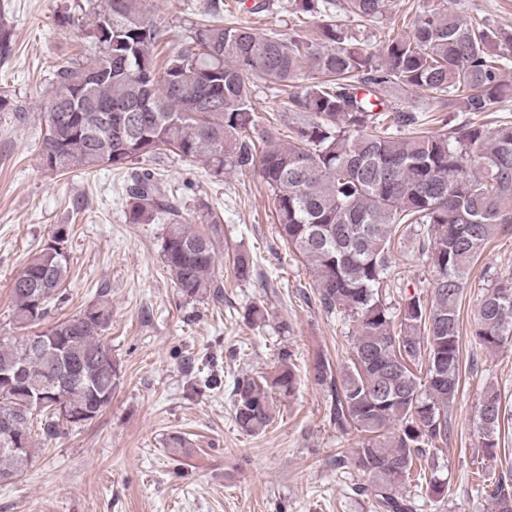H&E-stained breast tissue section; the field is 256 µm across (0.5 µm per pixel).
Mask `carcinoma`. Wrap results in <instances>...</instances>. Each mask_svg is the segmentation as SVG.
I'll list each match as a JSON object with an SVG mask.
<instances>
[{"label": "carcinoma", "instance_id": "1", "mask_svg": "<svg viewBox=\"0 0 512 512\" xmlns=\"http://www.w3.org/2000/svg\"><path fill=\"white\" fill-rule=\"evenodd\" d=\"M144 0H103L86 33L85 53L59 68L41 111L46 134L42 167L55 174L100 166L131 171L125 185L126 222L163 224V266L187 299L218 300L215 234L206 212L182 210L173 191L144 158L173 153L200 162L218 177L224 168H256L273 200L279 236L306 263L316 300L329 314L355 323L351 366L339 371L317 356L307 369L327 393L326 417L339 432L358 433L357 447L336 456L338 469H355L367 483L360 494L376 512H417L408 486L436 444L448 443V413L458 399L460 308L474 262L497 231L512 227V121L495 127L463 120L504 111L512 101V33L472 23L438 3L376 49L326 22L313 35L270 36L242 23L224 24L217 0L188 40L160 65L165 29ZM391 0H296L301 13L336 10L370 27L386 20ZM14 33L0 15V60L13 53ZM269 78L291 88L289 140L260 125L248 81ZM431 93L429 112L440 130L419 131V116L390 105L388 89ZM107 126L99 108L121 109ZM0 112L16 123L27 109L0 90ZM415 133L408 136L406 128ZM404 224L426 228L432 266L430 297L413 293L399 313L383 300L393 267L395 238ZM29 260L13 280L12 323L42 338L0 336V415L14 432L0 436V481L19 477L44 440L97 418L112 400L118 375L103 341L112 319L99 300L69 318L41 327L50 303L61 301L70 277L68 231ZM245 318L269 323L263 305ZM472 337L493 351L512 345V277L490 284L480 299ZM65 372L60 398L36 397ZM301 384L294 352L282 349L274 370L235 379L234 419L246 435L274 422L278 404ZM506 407L493 386L476 411L481 448L499 445ZM490 512H512V474L478 483Z\"/></svg>", "mask_w": 512, "mask_h": 512}]
</instances>
